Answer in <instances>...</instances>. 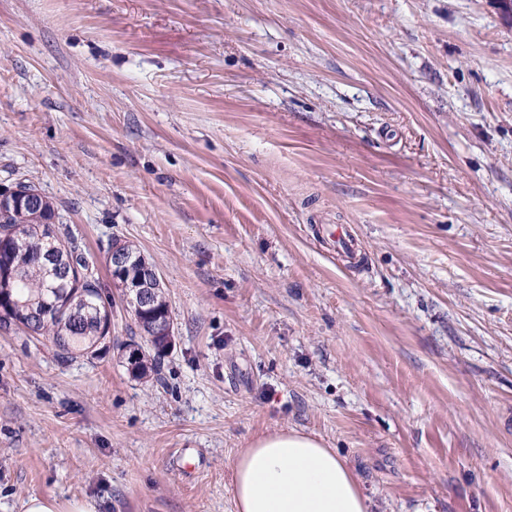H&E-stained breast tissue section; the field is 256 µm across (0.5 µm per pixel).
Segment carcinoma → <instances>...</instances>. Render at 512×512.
<instances>
[{
	"instance_id": "obj_1",
	"label": "carcinoma",
	"mask_w": 512,
	"mask_h": 512,
	"mask_svg": "<svg viewBox=\"0 0 512 512\" xmlns=\"http://www.w3.org/2000/svg\"><path fill=\"white\" fill-rule=\"evenodd\" d=\"M55 217L51 201L40 195L35 207L22 206L0 218V328H24L35 340L45 337L56 349L59 360L92 359L107 347L105 323L112 319V303L103 298L99 279L92 275L89 257L74 237L49 221ZM55 234L57 261L83 267L82 283L56 302L53 278L43 263ZM164 353L154 347L143 348V380L157 373Z\"/></svg>"
}]
</instances>
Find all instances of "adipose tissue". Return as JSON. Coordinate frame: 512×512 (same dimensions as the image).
I'll return each instance as SVG.
<instances>
[{
	"mask_svg": "<svg viewBox=\"0 0 512 512\" xmlns=\"http://www.w3.org/2000/svg\"><path fill=\"white\" fill-rule=\"evenodd\" d=\"M232 496L236 512H369L349 462L294 429L260 436L239 454Z\"/></svg>",
	"mask_w": 512,
	"mask_h": 512,
	"instance_id": "obj_1",
	"label": "adipose tissue"
}]
</instances>
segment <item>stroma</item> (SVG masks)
Listing matches in <instances>:
<instances>
[{"mask_svg":"<svg viewBox=\"0 0 512 512\" xmlns=\"http://www.w3.org/2000/svg\"><path fill=\"white\" fill-rule=\"evenodd\" d=\"M36 185L115 290L175 320L61 362L0 332V512H233L293 428L371 512H512V11L500 0H0V186ZM342 225L355 262L318 236ZM122 244L117 241L112 242V246L110 248L112 262L108 254L109 248L106 253L105 264L111 278L112 274L120 275L122 277L125 281L126 297L128 301L133 304L139 314L146 315L145 312L152 308V298H154L155 310H158L165 316L169 311L171 312V309L166 297L165 288H163L161 276L157 269L146 261H141L145 256L135 244L128 241H124ZM123 248L133 260H136L137 262L141 261L137 268H133L134 262L130 259ZM112 283L114 288H117L120 291L122 301L124 302L122 280L120 278L113 280L112 278ZM93 499L73 500L63 508L54 498L31 496L24 503L23 512H100Z\"/></svg>","mask_w":512,"mask_h":512,"instance_id":"35a3bbf8","label":"stroma"}]
</instances>
